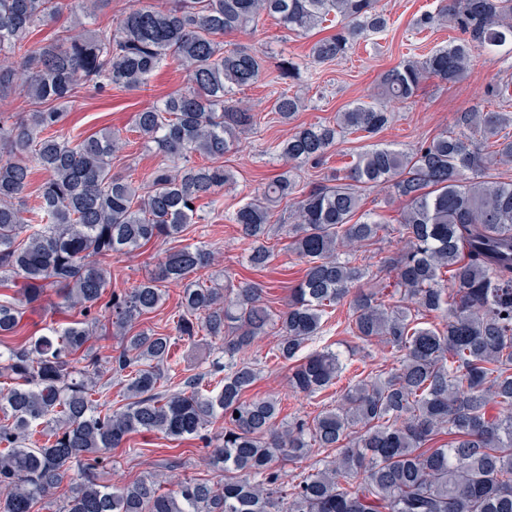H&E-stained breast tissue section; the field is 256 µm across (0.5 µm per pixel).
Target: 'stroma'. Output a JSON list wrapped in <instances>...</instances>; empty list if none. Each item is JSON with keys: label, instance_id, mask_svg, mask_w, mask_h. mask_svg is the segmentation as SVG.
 Here are the masks:
<instances>
[{"label": "stroma", "instance_id": "obj_1", "mask_svg": "<svg viewBox=\"0 0 512 512\" xmlns=\"http://www.w3.org/2000/svg\"><path fill=\"white\" fill-rule=\"evenodd\" d=\"M437 6L438 0H377V9L390 20L389 27L384 32L358 39L346 55L325 65L307 62L312 44L325 35L319 28L294 34L284 30L275 18L266 16L248 32L225 36V43L248 45L264 51L265 73L256 84L234 93L235 98L249 106L257 120L256 126L241 136L237 147L224 156V166L234 174L235 182L225 186L221 209L212 211L207 223L191 225L186 235L187 242L215 251L217 261L212 267L213 272L223 271L239 281L264 284L269 289L273 309L287 308L289 290L302 276L301 264L284 250L283 239L276 237L271 241L275 252L271 265L262 271L253 269L236 225L224 219L225 213L238 208L255 189L284 170L282 161L267 149L269 142L284 139L289 132L288 126L276 122L274 103L284 91L301 96L303 107L297 113L296 121L309 124L334 120L337 113L356 103L369 101L371 95L377 93L380 77L385 71L406 58L423 60L436 49L460 38V31L450 23L417 32L416 19L435 11ZM286 56L303 64L296 80L282 81L276 77V65ZM506 82H512V55L486 53L474 58L464 77L456 82L426 77L411 100L389 104L392 121L386 129L371 138L346 136L333 148L325 166L317 169L302 167L295 170L294 177L301 184H313L330 170L350 163L353 155L375 145L414 151L422 141L454 129L457 112L477 104L495 107L496 101L489 97L488 91L490 87ZM185 84L182 70L170 62L158 68L141 90L115 89L107 94H97L90 88H82L76 103L57 126L56 134L60 139L74 142L105 127L118 131L127 145L113 157V169L130 175L136 182H145L163 158L145 148L133 132L134 115L181 90ZM168 248V243L159 241L132 254L112 257V290L119 292L135 285L154 269ZM56 301L55 292L50 291L45 295L42 307L26 310L16 336L10 339L11 344L43 335L48 326L59 327L78 320L77 311L57 308ZM274 342V336H265L244 354L247 361L260 368L252 396L278 397L281 415L288 419L311 417L331 405L344 390V383L332 385L314 396L293 392L288 386L287 367L266 360ZM315 345L329 347L340 352L344 362L363 364L370 370L387 369L392 365V357L382 345H362L340 329L318 338ZM170 461L180 464L177 476L213 482L224 479L222 473L210 467L204 442L197 439L174 441L157 433L132 435L126 447L113 449L110 476L127 483L150 473L163 472Z\"/></svg>", "mask_w": 512, "mask_h": 512}]
</instances>
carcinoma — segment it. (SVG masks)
<instances>
[{
	"mask_svg": "<svg viewBox=\"0 0 512 512\" xmlns=\"http://www.w3.org/2000/svg\"><path fill=\"white\" fill-rule=\"evenodd\" d=\"M109 2L80 0L77 13L72 0H0V104L27 102L21 112L0 109V273L24 285L19 302H0V337L16 335L24 307L40 305L49 288L58 290V307L82 316L0 352V512H35L65 482L58 512H512V179L488 176L512 165V112H461L458 133L441 132L411 154L375 146L301 191L291 170L324 164L348 134L375 136L391 112L358 102L332 123L296 125L271 143L289 170L224 218L248 242L255 268L271 262L272 235L291 238L304 273L283 311H273L262 284L226 273L199 282L194 275L211 266V253L192 244L170 249L147 278L109 294L107 259L184 237L206 220L194 204L203 198L217 207L233 182L221 159L256 126L234 90L260 80L264 59L255 48L224 47V35L263 15L294 33L335 21L336 32L308 55L323 64L388 27L376 0H135L116 26L91 25ZM65 13L71 24L52 42L29 40ZM448 21L464 38L386 71L381 96L403 102L427 75L454 82L475 54L512 53V0H441L418 25ZM167 61L185 72V88L137 113L133 125L146 147L171 159L148 182L113 170L124 147L116 133L74 143L54 134L83 86L136 90ZM301 106L298 95L281 94L275 115L288 125ZM195 156L208 163L191 164ZM37 173L44 181L30 200L25 191ZM377 185L405 203L392 229L361 212L364 192ZM283 201L289 223L273 224ZM389 231L401 249L364 263ZM181 281L178 336H205L224 353V362L183 377L172 369L171 336L135 330L165 301V284ZM390 287L396 304L385 300ZM345 302L346 331L388 348L390 369L356 370L336 404L311 419L281 418L274 396L245 398L258 371L240 354L270 330L269 354L294 363L295 391L314 396L336 384L339 353L299 355ZM102 318L120 340L106 356L89 344ZM221 373L218 392L203 388ZM114 377L129 400L115 410ZM217 418L224 435L210 461L224 483L179 478L168 489L153 475L101 482L108 453L131 435L202 438ZM444 432L452 440L436 445ZM319 452L322 466L282 476L287 464Z\"/></svg>",
	"mask_w": 512,
	"mask_h": 512,
	"instance_id": "cac0c4a2",
	"label": "carcinoma"
}]
</instances>
